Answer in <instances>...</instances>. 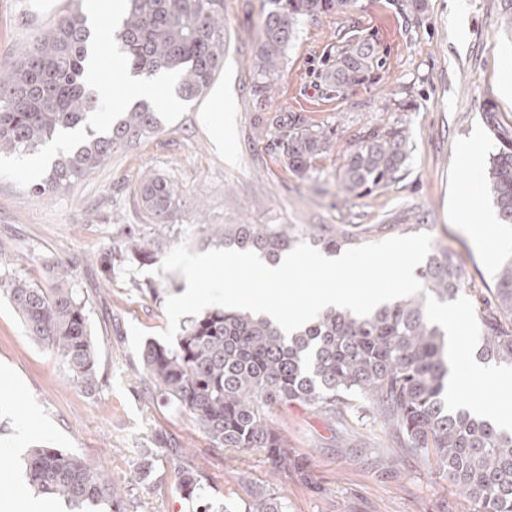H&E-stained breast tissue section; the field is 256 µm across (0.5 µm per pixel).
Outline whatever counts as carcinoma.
<instances>
[{"label":"carcinoma","mask_w":512,"mask_h":512,"mask_svg":"<svg viewBox=\"0 0 512 512\" xmlns=\"http://www.w3.org/2000/svg\"><path fill=\"white\" fill-rule=\"evenodd\" d=\"M262 24L250 91L265 99L281 78L283 57L297 21L305 16L341 18L331 65L321 74L338 95L376 80L382 63L355 26L352 0H272ZM224 0H127L115 34L125 68L146 77L159 72L179 78L178 93H205L224 64ZM91 31L80 13L61 16L34 39L32 49L9 73H0V154L35 151L77 133L45 179L31 187L38 197L68 192L112 155L146 141L158 126L156 108L132 106L109 129L91 128L101 103L86 86ZM497 150L490 157L488 185L500 220L512 224V129L491 121ZM254 138L288 159V169L307 177L315 159L329 153L332 139L301 112H274L254 125ZM407 134L402 127L371 132L345 155L336 173L344 198L386 188L404 177ZM144 219L164 227L177 209L179 187L156 175L135 190ZM391 224H227L208 238L252 250L276 262L307 239L327 252L354 245ZM424 291L395 299L358 316L347 309L322 311L291 334L272 319L234 308H216L192 319L177 344L149 343L142 362L157 391L188 413L216 448L258 449L272 465L304 475L288 454V442L271 418L282 402H299L331 414L363 402L391 425L395 442L422 453L459 487L475 512H512V433L467 409L449 411V380L443 330L428 321L426 295L454 300L466 288L462 267L446 252L427 256L419 273ZM72 271L56 265L53 286L11 280L4 288L12 309L36 342L52 350L69 376L86 389L98 385L97 354L85 305L72 287ZM495 307L512 316V256L494 276ZM486 328L479 357L512 364V325L482 314ZM27 484L81 510L112 502V482L88 459L36 446L26 464ZM189 497L201 494L196 473L180 472ZM244 512H283L265 489L250 493Z\"/></svg>","instance_id":"cac0c4a2"}]
</instances>
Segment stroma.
<instances>
[{
  "label": "stroma",
  "mask_w": 512,
  "mask_h": 512,
  "mask_svg": "<svg viewBox=\"0 0 512 512\" xmlns=\"http://www.w3.org/2000/svg\"><path fill=\"white\" fill-rule=\"evenodd\" d=\"M511 4L426 0L423 13L402 14L395 0H354L350 20L384 66L376 82L338 98L325 95L320 81L337 21L302 18L281 79L260 101L249 81L270 0H224L223 69L199 98L158 112L148 141L48 198L31 193L19 155H1L0 246L14 260L0 266V284L23 278L48 288L54 267L69 265L86 303L101 382L88 390L68 377L0 296V370L10 375L0 389V473L23 479L25 456L41 444L93 461L117 487L112 503L89 512H195L179 485L185 468L198 471L212 512L245 502L259 487L274 492L284 512H472L458 487L423 455L403 453L392 429L361 404L336 415L300 403L273 408L289 453L306 464L303 478L276 469L260 451L212 447L187 413L152 392L142 352L168 328L166 301L186 285L179 273L161 271L163 256L184 240L197 253L216 249L204 232L209 224H390L397 236L418 230L461 264L469 281L464 297L476 306L492 300L497 266L512 255V224L486 244L470 228L496 210L487 189L497 147L492 125L512 127V34L503 26ZM85 7V0H0V72L12 70L59 16ZM218 89L231 125L220 148L203 118L218 109ZM269 112H302L330 132L332 151L310 176L291 173L286 157L255 141V120ZM395 126L408 134L405 178L343 199L336 173L344 154L360 136ZM148 174L181 191L162 233L134 204V189ZM473 197L481 199L479 209H467ZM130 232L159 238L158 257L128 254ZM144 462L148 480L129 486L130 471Z\"/></svg>",
  "instance_id": "35a3bbf8"
}]
</instances>
